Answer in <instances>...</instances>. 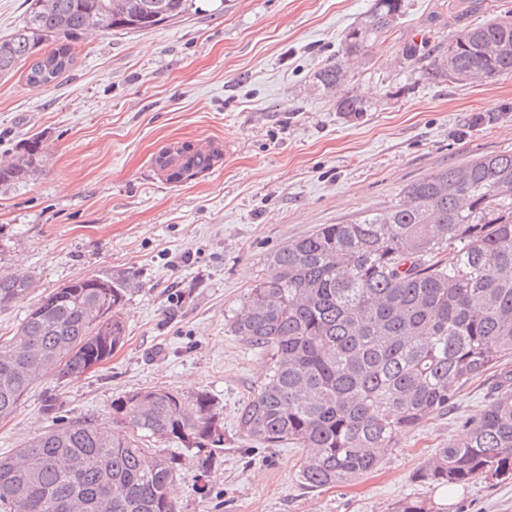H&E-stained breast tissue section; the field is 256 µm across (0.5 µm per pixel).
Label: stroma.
Masks as SVG:
<instances>
[{"label": "stroma", "instance_id": "1", "mask_svg": "<svg viewBox=\"0 0 512 512\" xmlns=\"http://www.w3.org/2000/svg\"><path fill=\"white\" fill-rule=\"evenodd\" d=\"M372 3L192 0L181 18L151 30L73 44L70 69L49 86H29L24 62L0 77V161L33 135L45 152L29 180L0 185V272L33 279L23 301L0 311V335L76 277L131 272L137 282L123 309V347L78 380H44L0 421V456L49 428L50 403L64 419L108 427L113 400L130 391H205L223 411L224 449L202 475L166 445L181 457L179 512H390L406 497L444 512H512V481L433 492L410 478L484 409L490 375L404 435L378 469L319 491L299 482L300 449L249 448L237 436L239 406L269 355L229 323L270 254L320 225L390 207L438 169L512 150V76L454 83L396 59L408 42H447V0H405L390 50L350 75L365 112H336L314 73ZM175 143L226 152L204 174L172 183L153 159Z\"/></svg>", "mask_w": 512, "mask_h": 512}]
</instances>
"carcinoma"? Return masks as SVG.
I'll return each instance as SVG.
<instances>
[{"label": "carcinoma", "mask_w": 512, "mask_h": 512, "mask_svg": "<svg viewBox=\"0 0 512 512\" xmlns=\"http://www.w3.org/2000/svg\"><path fill=\"white\" fill-rule=\"evenodd\" d=\"M22 23L0 39V75L33 59L27 82L46 86L73 62L72 44L92 31L142 32L182 16L188 0H24ZM460 22L481 0H453ZM405 15L404 0H373L350 26L336 59L316 72L337 112L366 111L346 90L351 66L382 51ZM47 43L55 48L41 53ZM423 75L472 82L512 76V13L448 36ZM158 156L176 175L210 170L215 148ZM40 141L0 165V183L29 177ZM134 274L72 280L29 308L0 336V420L52 377L81 378L125 344L123 308ZM31 279L0 274V309L29 293ZM270 367L243 401L238 436L247 444L304 452L298 477L309 489L357 479L399 447L400 438L448 407L472 380L501 369L498 391L465 423L466 433L422 463L428 487L512 479V151L481 153L429 174L403 199L353 224H325L268 258L230 323ZM174 442L205 474L224 445L220 409L152 388L112 402V428L62 422L0 456V512H179L171 487L178 457L153 449ZM392 512H436L402 499Z\"/></svg>", "instance_id": "1"}]
</instances>
